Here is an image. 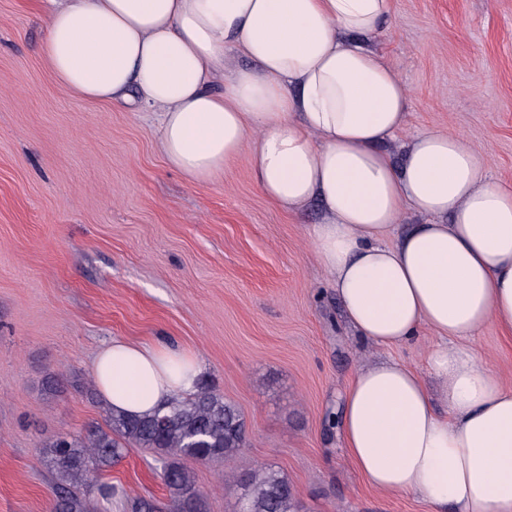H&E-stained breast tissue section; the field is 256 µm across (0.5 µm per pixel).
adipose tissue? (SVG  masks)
Returning a JSON list of instances; mask_svg holds the SVG:
<instances>
[{"mask_svg":"<svg viewBox=\"0 0 512 512\" xmlns=\"http://www.w3.org/2000/svg\"><path fill=\"white\" fill-rule=\"evenodd\" d=\"M51 2L42 54L63 91L159 111L162 154L190 181L242 157L282 209L320 199L312 243L358 336L434 334L423 367L354 374L341 429L364 480L433 512H512V390L470 345L488 324L512 335V183L456 134H419L398 163L385 150L409 92L364 40L393 0ZM228 47L248 66L226 69ZM408 210L426 223L386 243ZM202 371L181 348L115 339L92 377L111 409L140 415L194 395Z\"/></svg>","mask_w":512,"mask_h":512,"instance_id":"adipose-tissue-1","label":"adipose tissue"}]
</instances>
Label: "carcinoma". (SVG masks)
Returning <instances> with one entry per match:
<instances>
[{"label":"carcinoma","instance_id":"cac0c4a2","mask_svg":"<svg viewBox=\"0 0 512 512\" xmlns=\"http://www.w3.org/2000/svg\"><path fill=\"white\" fill-rule=\"evenodd\" d=\"M247 443L245 422L236 406L203 386L194 396H175L149 415L111 412L104 428L91 425L82 435L56 434L45 443L55 482L52 512H87L85 488L92 484L105 499H112L117 489L98 482V477L130 447L148 448L163 461L160 477L173 512H207V498L184 461L227 457ZM232 481L240 489L238 512H300L292 483L272 468L234 474ZM169 506L156 499L130 498L131 512H164Z\"/></svg>","mask_w":512,"mask_h":512}]
</instances>
